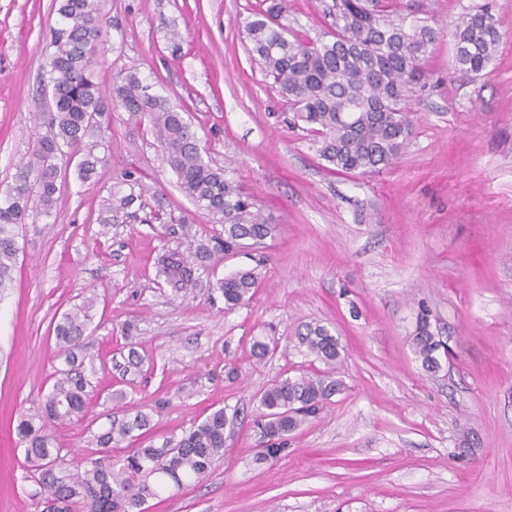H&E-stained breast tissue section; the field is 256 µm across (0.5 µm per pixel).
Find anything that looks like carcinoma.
I'll use <instances>...</instances> for the list:
<instances>
[{
	"label": "carcinoma",
	"instance_id": "cac0c4a2",
	"mask_svg": "<svg viewBox=\"0 0 512 512\" xmlns=\"http://www.w3.org/2000/svg\"><path fill=\"white\" fill-rule=\"evenodd\" d=\"M58 13L64 27L56 32L54 51L45 64L53 109L42 123L32 161L0 196V295L9 288L16 265L14 226L23 223L32 204L51 214L60 159L79 154L77 178L84 183L97 176L104 158L95 150L116 107L139 118L153 133L182 194L207 213L211 223L224 226V253L274 236L276 225L255 209L253 199L227 177L226 169L212 165L181 109L149 92V85L134 71L119 76L107 96L90 79L89 53L101 35L97 0H61ZM332 28L329 41L302 38L288 25L285 2L269 0L246 18L244 33L252 56L293 111V127L316 137L319 156L331 170L374 173L393 163L412 134L413 121L403 102L422 78L421 61L437 32L409 13L391 18L384 0H336ZM500 38L498 20L489 8L462 17L454 31L458 69L467 75L482 74L493 61ZM121 184L126 193H113L104 201L99 223L121 224L130 209L144 205L146 195L158 199L159 193H150L136 166L123 170ZM159 273L177 289L193 283L187 259L176 252L161 259ZM257 287L258 274L250 269L217 280L212 290L222 295L225 309L233 310L248 303ZM95 304V296L86 297L55 323L58 356L65 367L56 370L51 390L15 427L26 458L34 463V473L26 477L33 485L29 496L45 502L50 512H144L148 499L171 487L181 491L209 475L215 461L224 457L227 418L219 408L179 438L171 436L158 446L140 443L117 459L108 454L89 468L78 465L73 472L58 475L66 459L49 427L85 411L90 381L83 365L75 363L74 351L80 348ZM296 339L324 370L277 379L260 392L255 427L268 455L279 452L276 441L342 386L335 378L345 354L339 338L315 324L305 326ZM439 348L427 316H421L411 336V351L424 371L441 368ZM149 427L150 417L143 413L114 419L97 436V445L105 451L118 448L134 432Z\"/></svg>",
	"mask_w": 512,
	"mask_h": 512
}]
</instances>
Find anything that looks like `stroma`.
I'll return each instance as SVG.
<instances>
[{"label":"stroma","mask_w":512,"mask_h":512,"mask_svg":"<svg viewBox=\"0 0 512 512\" xmlns=\"http://www.w3.org/2000/svg\"><path fill=\"white\" fill-rule=\"evenodd\" d=\"M420 2L440 34L405 98L412 135L390 167L358 175L331 171L291 128L251 58L243 25L261 0H97L92 81L107 91L134 70L183 108L276 233L225 253L223 227L181 193L153 135L112 111L101 173L60 177L51 213L16 229L14 285L0 295V512H40L11 427L63 365L54 323L91 294L87 409L53 430L67 455L99 458L97 435L139 412L158 443L216 409L232 418L209 477L145 512H512V0ZM59 3L0 0V192L50 109L44 64ZM286 4L300 34L327 36L333 0ZM486 5L503 38L485 75L468 77L452 32ZM131 161L162 194L164 219L144 208L103 227L101 204ZM169 252L193 264L197 287L158 275ZM244 268L259 285L225 310L210 286ZM422 312L449 351L433 375L408 342ZM315 323L345 348L343 388L285 451L260 458L257 397L273 379L319 369L295 339ZM257 336L276 342L273 354L254 356Z\"/></svg>","instance_id":"obj_1"}]
</instances>
